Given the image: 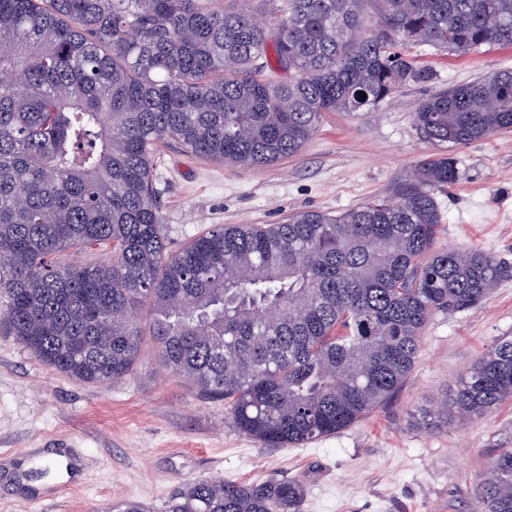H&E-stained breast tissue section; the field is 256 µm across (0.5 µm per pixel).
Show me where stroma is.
Masks as SVG:
<instances>
[{"label": "stroma", "instance_id": "35a3bbf8", "mask_svg": "<svg viewBox=\"0 0 512 512\" xmlns=\"http://www.w3.org/2000/svg\"><path fill=\"white\" fill-rule=\"evenodd\" d=\"M425 74L374 110L329 113L292 156L264 167L213 163L171 143L154 169L170 251L217 225L276 224L288 214L341 213L375 196L440 148L413 114L424 97L501 69L512 47L458 53L398 43ZM458 179L432 187L443 218L439 246L477 248L505 273L474 308L433 315L414 367L372 413L301 447L269 448L236 431L223 401L201 396L167 370L152 336L116 383L80 382L0 334V512H112L135 499L161 512L197 480L298 481L302 512H475V485L496 444L512 441V401L448 428L419 425L461 375L498 341L512 338V131L450 148ZM72 451L82 466L69 490L46 469L47 450Z\"/></svg>", "mask_w": 512, "mask_h": 512}]
</instances>
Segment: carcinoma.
Returning a JSON list of instances; mask_svg holds the SVG:
<instances>
[{
  "label": "carcinoma",
  "mask_w": 512,
  "mask_h": 512,
  "mask_svg": "<svg viewBox=\"0 0 512 512\" xmlns=\"http://www.w3.org/2000/svg\"><path fill=\"white\" fill-rule=\"evenodd\" d=\"M273 25L224 0H0V331L76 380L128 376L147 309L164 366L220 398L233 426L302 446L352 425L411 371L437 312H463L503 274L477 248L437 246L430 192L458 178L432 155L341 214L221 225L167 250L157 147L263 167L301 151L330 112H369L424 75L400 39L512 45V0H266ZM285 81L260 78L269 55ZM417 130L466 145L512 130V71L422 99ZM105 249L102 264L54 256ZM512 400V339L476 360L420 424ZM303 485L198 480L164 512H299ZM512 512V443L475 487Z\"/></svg>",
  "instance_id": "1"
}]
</instances>
